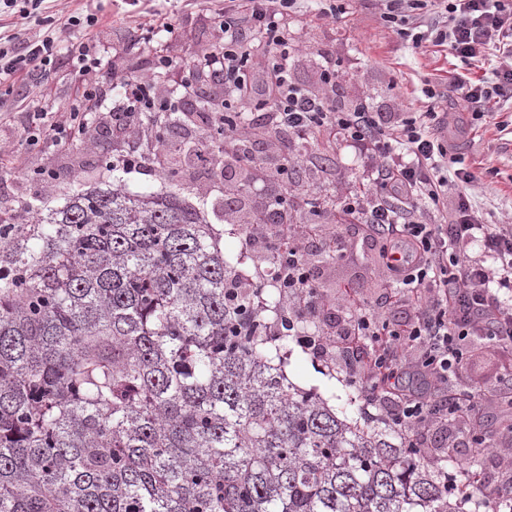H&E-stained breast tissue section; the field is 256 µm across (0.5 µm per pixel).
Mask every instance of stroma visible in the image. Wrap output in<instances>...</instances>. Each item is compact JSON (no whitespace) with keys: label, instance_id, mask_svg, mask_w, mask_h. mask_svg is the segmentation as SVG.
Wrapping results in <instances>:
<instances>
[{"label":"stroma","instance_id":"obj_1","mask_svg":"<svg viewBox=\"0 0 512 512\" xmlns=\"http://www.w3.org/2000/svg\"><path fill=\"white\" fill-rule=\"evenodd\" d=\"M89 8L108 18L107 24L95 30L94 38L110 66L131 74L148 71L156 44L173 57L174 66L157 77L159 88L166 93L175 92L184 79L185 61L198 57L208 42L220 34L214 20L219 9L217 0H51L49 12L58 18ZM317 9L316 0H304L301 12L288 19L290 36L297 46L290 72L293 82L315 92L334 94L337 106L345 111L364 99L380 112H397L404 106L416 111L424 106L423 88L431 86L442 95L440 111L451 110L444 84L451 62L447 49L433 55L415 52L411 42L400 39L381 20L375 0H349L346 17L337 21L316 19ZM157 11L166 13L175 29L151 43L141 24ZM323 52L331 55L345 74L337 87L323 82L319 67ZM81 91L66 64L41 80L42 104L55 117L70 111ZM20 132L19 120H0V144L11 145L28 163L47 166L54 176L44 181L23 175L1 179L0 201L7 204L25 201L36 207L52 205L64 191L105 186L112 180L106 162L121 163L129 153L123 141L106 135L92 147L80 143L67 151L46 147L30 153L22 144ZM452 138L456 153L478 177L472 194L483 208L485 222L498 224L512 217V134L497 132L490 126L479 131H456ZM275 146L301 155L304 164L298 173L299 181L330 200L342 199L360 179L359 151L340 140L317 134L291 143L282 139ZM179 163L183 167V198L193 206L206 205L208 220L221 235L225 253L243 256L246 265L270 270L271 256L265 255L260 246L245 241L242 228L248 220L247 211L237 203L225 205L222 193L204 190L205 185L223 177V168L209 170L184 157ZM335 232L345 240L342 257L334 259L322 254L317 258L326 291L336 294L343 282L351 280L360 286L365 299H376L382 277L378 262L381 239L357 235L354 228L345 224L336 225ZM289 348L287 371L291 381L328 399L340 417L376 424L364 394L349 384L342 361L328 365L297 343H290ZM451 381L456 387L478 391L483 431L504 440L500 424L508 414L501 405L500 394L512 390V350L470 344L466 359ZM423 442L428 460L447 465L449 472L476 464L487 475L495 473L491 459L475 454L468 436L456 423L431 429Z\"/></svg>","mask_w":512,"mask_h":512}]
</instances>
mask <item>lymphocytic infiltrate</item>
Segmentation results:
<instances>
[{"mask_svg": "<svg viewBox=\"0 0 512 512\" xmlns=\"http://www.w3.org/2000/svg\"><path fill=\"white\" fill-rule=\"evenodd\" d=\"M224 13V40L203 52L199 63L224 90L211 120L224 126V138L239 140L237 106L250 103L267 126L298 140L327 132L348 146H367L359 190L336 204L347 223L385 241L382 268L387 286L381 304L364 300L356 285L340 297L324 294L310 263L311 248L342 249L338 236H323L317 224L270 220L265 209L252 212L247 236L267 242L276 258V283L286 303L281 318L296 330L306 318L343 308L351 322L336 337L305 336L302 344L320 355L340 353L352 368L351 382L364 390L369 405L381 408L396 429L422 434L436 421L453 419L478 428L473 394L448 383L468 339L512 347V224H488L467 191L476 175L463 165L441 131L447 115L427 105L421 112H377L366 105L340 110L332 101L288 77V23L285 9L297 0H238ZM382 20L420 52L444 46L461 63L448 84L460 111L474 121L494 119L497 106L512 102V0H379ZM67 58L85 99L97 96L95 77L104 57L93 41L64 54L54 29L34 40L0 34V86L18 77L36 80ZM490 64L474 78L469 67ZM120 90L112 102V134L136 141L137 115L151 112L165 120L153 76L112 71ZM25 141L61 150L73 142H95L100 133L83 105L47 120L37 102L24 104ZM407 286L413 310L409 321L391 324L392 282ZM428 379L435 396L405 390L396 368Z\"/></svg>", "mask_w": 512, "mask_h": 512, "instance_id": "obj_1", "label": "lymphocytic infiltrate"}]
</instances>
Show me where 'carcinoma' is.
I'll return each instance as SVG.
<instances>
[{
  "instance_id": "carcinoma-1",
  "label": "carcinoma",
  "mask_w": 512,
  "mask_h": 512,
  "mask_svg": "<svg viewBox=\"0 0 512 512\" xmlns=\"http://www.w3.org/2000/svg\"><path fill=\"white\" fill-rule=\"evenodd\" d=\"M0 207V512H466L448 471L288 379L280 316L178 191Z\"/></svg>"
}]
</instances>
